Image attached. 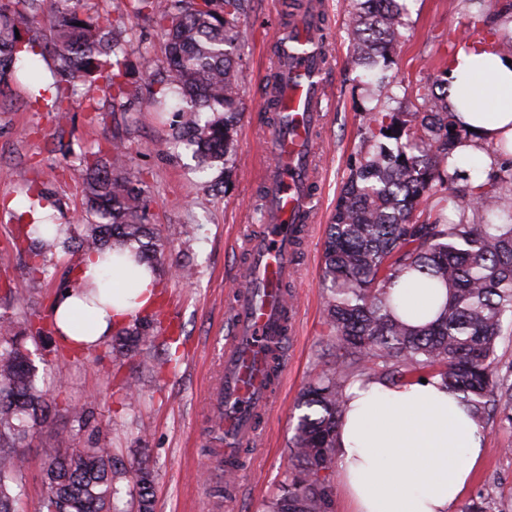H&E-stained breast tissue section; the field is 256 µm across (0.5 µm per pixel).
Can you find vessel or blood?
I'll return each instance as SVG.
<instances>
[{
  "label": "vessel or blood",
  "mask_w": 512,
  "mask_h": 512,
  "mask_svg": "<svg viewBox=\"0 0 512 512\" xmlns=\"http://www.w3.org/2000/svg\"><path fill=\"white\" fill-rule=\"evenodd\" d=\"M321 0H305L301 11L285 25L275 28L274 41L283 79L273 92L287 117L271 120L264 146L273 159L264 170L263 222L247 240L251 270L243 276L241 289L229 310L231 332L218 359L223 374L210 393L215 412L225 413L224 455L260 439L254 423L256 410L265 408L272 393L255 365L268 344L285 348L280 303L265 294L253 270L282 280L296 275L294 248L289 242L294 227L315 219L312 160L317 152L316 133L323 123L331 88L327 75L330 53L318 38Z\"/></svg>",
  "instance_id": "1"
}]
</instances>
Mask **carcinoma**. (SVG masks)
<instances>
[{"instance_id":"carcinoma-1","label":"carcinoma","mask_w":512,"mask_h":512,"mask_svg":"<svg viewBox=\"0 0 512 512\" xmlns=\"http://www.w3.org/2000/svg\"><path fill=\"white\" fill-rule=\"evenodd\" d=\"M84 0H0V83L18 70L36 73L52 60L57 93L51 110L61 121L79 107L97 112L93 97L76 99L77 83L94 84L114 112L143 105L167 116L171 139L194 149L206 167L224 165L235 153L241 70L234 50L245 38L251 0H106L102 15L84 14ZM348 65L373 82L385 72L388 53L402 38V0H352ZM142 20L165 37L166 75L145 88L126 63V21ZM465 46L512 50V40L489 28H473ZM391 134H386V131ZM467 137L448 111V68L437 70L397 99L364 115L363 136L348 168L323 241L321 278L328 290L326 337L340 351L303 389L289 439V471L268 512H332L337 429L347 409L353 377L402 382L440 377L481 423L489 409L512 428V380L496 366L505 315L512 316V168L472 179L455 151ZM130 146L114 137L97 150L74 156L84 172V213L77 231L56 224L48 238L24 224L13 248L27 257L29 280L47 274V255L85 254L129 247L140 262L162 266L164 244L150 224L151 193L140 173L127 167ZM466 182L462 199L450 195ZM438 196L456 205L421 210ZM32 204L57 207L52 188L29 189ZM432 289L433 306L404 308L391 295L400 281ZM28 287L7 284L0 300L20 304ZM149 319L122 327L106 344L112 364L141 356L151 374L162 365L161 336ZM34 316L0 315V512H17L18 477L28 464L25 444L46 425L59 404L37 380L27 340H36ZM71 430L91 429L84 448H46L42 512H123L119 483L133 481L138 512H155L154 470L143 455L125 464L112 440L91 427L90 403L65 407ZM495 488L487 487L465 512H488Z\"/></svg>"}]
</instances>
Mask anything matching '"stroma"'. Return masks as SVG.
<instances>
[{
    "label": "stroma",
    "mask_w": 512,
    "mask_h": 512,
    "mask_svg": "<svg viewBox=\"0 0 512 512\" xmlns=\"http://www.w3.org/2000/svg\"><path fill=\"white\" fill-rule=\"evenodd\" d=\"M283 0H252L246 20L247 38L240 50L241 120L237 154L224 174L221 192L206 191L192 167L194 161L169 142L167 126L148 112L137 123L117 124L111 107L98 112L74 111L71 122L58 125L47 106H29L33 83L52 79L49 69L38 78L24 75L0 89V248L16 234L21 219L10 201L22 200L26 182L51 183L61 203L58 223L67 224L83 208L82 175L76 164L64 163L60 144L80 153L114 136L128 139V164L142 171L150 186L153 222L167 239L166 260L188 262L196 274L183 281L171 274L160 280L152 309L167 335L176 339L172 362L154 375L141 373L137 358L114 368L104 348L60 356V345L48 327L53 298L70 280L80 253L51 257L50 275L39 281L16 316L35 312L43 327L34 347L47 389H58L66 404H95V424L114 442L121 459L148 449L156 479V512H213L215 493L224 484V470L211 456L208 393L213 361L226 335L228 307L246 266V240L260 222L264 127L270 118L261 105L273 74V25ZM325 33L330 42L329 79L332 102L319 133L316 163V222L299 246L293 294L295 330L288 337V368L274 400L260 421L261 439L250 448L239 469L234 493L223 500L222 512H267L288 469V440L296 424L294 407L303 386L320 369L334 367L339 353L328 343L323 324L321 255L326 226L341 192L348 164L361 140L363 115L373 107L361 70L346 63L351 0H324ZM497 5L462 7L460 0H414L395 56L390 91L403 83L426 79L447 39L465 31L473 20L494 26ZM68 363L64 388H56L54 370ZM66 412L42 427L26 449L29 465L22 478L20 512H41L43 446L53 444L58 430L68 428ZM482 427L486 447L473 482L462 497L470 503L486 485L497 488L491 512H512V429L490 416Z\"/></svg>",
    "instance_id": "35a3bbf8"
}]
</instances>
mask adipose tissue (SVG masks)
<instances>
[{
  "label": "adipose tissue",
  "instance_id": "adipose-tissue-1",
  "mask_svg": "<svg viewBox=\"0 0 512 512\" xmlns=\"http://www.w3.org/2000/svg\"><path fill=\"white\" fill-rule=\"evenodd\" d=\"M448 109L475 132L469 154L491 168L499 141L512 142V59L459 48L448 64ZM129 275L134 288L114 287ZM71 278L53 302L51 323L78 350L96 348L142 318L158 290L156 277L125 256H83ZM346 395L336 459L349 512H454L485 434L441 379L357 381Z\"/></svg>",
  "mask_w": 512,
  "mask_h": 512
}]
</instances>
